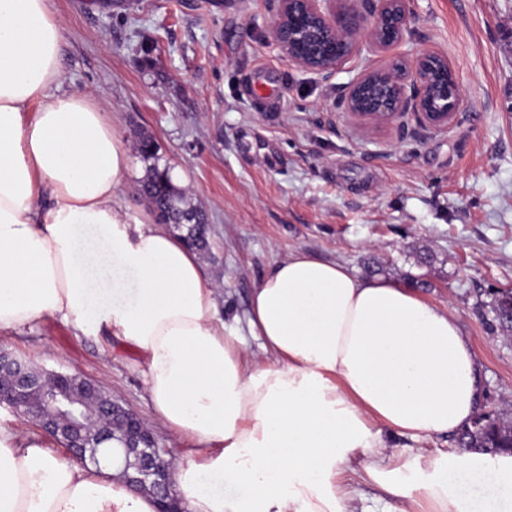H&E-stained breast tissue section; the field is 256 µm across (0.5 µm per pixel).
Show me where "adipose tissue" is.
<instances>
[{"label": "adipose tissue", "mask_w": 512, "mask_h": 512, "mask_svg": "<svg viewBox=\"0 0 512 512\" xmlns=\"http://www.w3.org/2000/svg\"><path fill=\"white\" fill-rule=\"evenodd\" d=\"M61 38L50 0H0V333L54 317L133 347L183 441V512H353L359 481L399 512H512V454L408 458L385 438L470 426L482 366L455 313L295 252L251 292L249 360L197 254L131 217L130 152L90 94L61 91ZM114 473L0 425V512H156Z\"/></svg>", "instance_id": "adipose-tissue-1"}]
</instances>
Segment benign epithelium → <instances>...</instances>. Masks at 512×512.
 I'll use <instances>...</instances> for the list:
<instances>
[{
  "label": "benign epithelium",
  "mask_w": 512,
  "mask_h": 512,
  "mask_svg": "<svg viewBox=\"0 0 512 512\" xmlns=\"http://www.w3.org/2000/svg\"><path fill=\"white\" fill-rule=\"evenodd\" d=\"M270 25V42L288 62L329 76L358 56L362 44L393 52L380 66L362 71L344 87L342 112L371 126L392 125L412 114L417 122L446 130L464 106V95L448 59L425 51L412 58L397 51L412 22L406 0H277ZM0 406L33 422L41 431L64 444L68 453L99 464L100 449L93 435L84 431L87 422L125 421L124 433L109 439L120 454L116 478L136 491L151 490L159 512H180L174 492V460L162 448L143 419L112 399L91 412L72 391L91 397L103 394L93 380L69 372H46L0 350ZM44 379L52 389L49 400L30 397L33 377Z\"/></svg>",
  "instance_id": "benign-epithelium-1"
}]
</instances>
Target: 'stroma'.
I'll use <instances>...</instances> for the list:
<instances>
[{
  "instance_id": "1",
  "label": "stroma",
  "mask_w": 512,
  "mask_h": 512,
  "mask_svg": "<svg viewBox=\"0 0 512 512\" xmlns=\"http://www.w3.org/2000/svg\"><path fill=\"white\" fill-rule=\"evenodd\" d=\"M63 22L60 87L92 92L128 147L153 135L208 217L203 271L224 323L248 336L253 288L293 252L415 286L451 307L480 358L486 408L512 414V336L491 330L512 289V0H408L404 51L447 57L464 94L448 129L368 130L342 88L387 54L363 48L329 77L281 57L273 0H51ZM275 98L263 109V97ZM0 347L95 380L152 418L137 352L47 318Z\"/></svg>"
}]
</instances>
